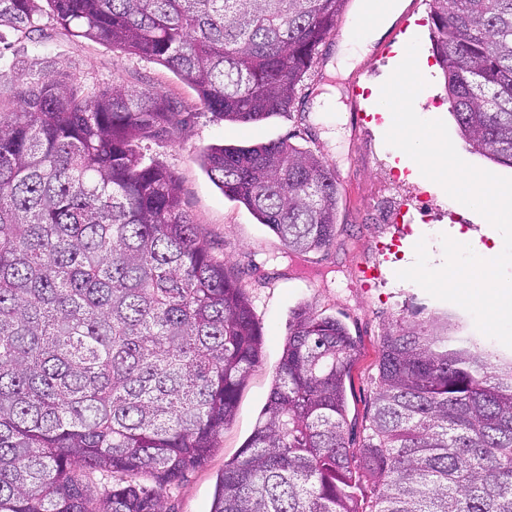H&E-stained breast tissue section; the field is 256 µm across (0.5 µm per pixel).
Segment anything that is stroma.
Segmentation results:
<instances>
[{
    "label": "stroma",
    "instance_id": "stroma-1",
    "mask_svg": "<svg viewBox=\"0 0 512 512\" xmlns=\"http://www.w3.org/2000/svg\"><path fill=\"white\" fill-rule=\"evenodd\" d=\"M405 3L366 55L352 70L342 72L332 70L331 65L343 44L355 37L357 0H347L335 35L320 47L321 61L299 83L290 111L247 124L216 119L187 82L165 67L73 36L51 15L39 17L36 31L15 43V63L35 55L46 65L76 73L90 85L121 82L155 90L182 112L183 124L144 140L141 148L178 178L185 209L212 252L239 272L262 327V355L240 389L235 417L219 435L208 460L166 491L171 512H210L225 463L239 454L259 421L288 341L289 322L298 307L341 320L357 343L347 400L348 422L358 440L366 435L370 423L381 340L395 324L435 319L447 324L450 336L475 339L500 363H512V348L483 336L467 311L397 277L419 240H426L428 248L437 252L441 234H478L483 228L470 208L449 202L439 184L408 179L395 165L385 142L383 120L370 112V97L385 82L398 49L419 40V54L430 67L428 85L414 103L416 113L443 120L465 161L512 177V167L471 151L461 138L449 112L442 72L432 55L428 0ZM331 89L340 110L320 111L321 97ZM281 140L316 152L335 174L340 196L336 239L330 248L291 253L245 205L225 197L199 161L201 151L212 145L249 146ZM388 193L412 205L407 216L410 233L399 234L396 225L382 222L378 200Z\"/></svg>",
    "mask_w": 512,
    "mask_h": 512
}]
</instances>
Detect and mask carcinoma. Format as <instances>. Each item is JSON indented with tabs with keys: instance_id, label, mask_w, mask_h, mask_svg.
I'll list each match as a JSON object with an SVG mask.
<instances>
[{
	"instance_id": "cac0c4a2",
	"label": "carcinoma",
	"mask_w": 512,
	"mask_h": 512,
	"mask_svg": "<svg viewBox=\"0 0 512 512\" xmlns=\"http://www.w3.org/2000/svg\"><path fill=\"white\" fill-rule=\"evenodd\" d=\"M346 0H0L32 31L160 64L215 117L290 110ZM433 52L470 149L512 167V0H429ZM0 102V512H170L235 416L262 330L234 272L137 142L179 116L163 95L64 69ZM224 196L289 250L330 247L338 186L286 140L201 154ZM356 341L293 313L261 418L211 512H512V365L439 326L383 336L368 432L348 429ZM369 481L372 496L357 494Z\"/></svg>"
}]
</instances>
